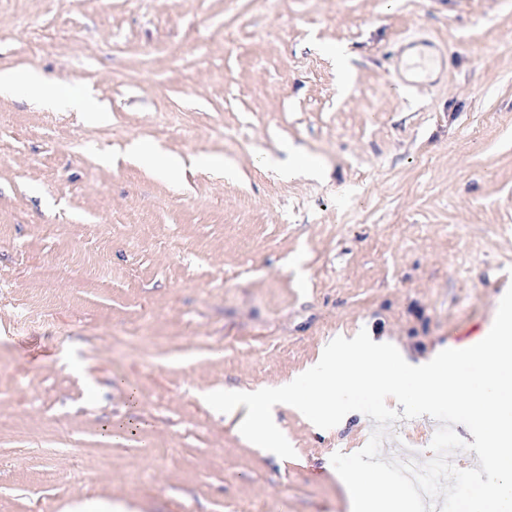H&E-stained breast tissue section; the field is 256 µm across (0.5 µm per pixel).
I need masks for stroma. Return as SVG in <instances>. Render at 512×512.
<instances>
[{"label": "stroma", "instance_id": "1", "mask_svg": "<svg viewBox=\"0 0 512 512\" xmlns=\"http://www.w3.org/2000/svg\"><path fill=\"white\" fill-rule=\"evenodd\" d=\"M30 65L111 119L0 93V512H351L330 457L373 419L277 407L283 459L201 393L363 329L479 342L512 287V0H0V71ZM291 144L327 176L267 167Z\"/></svg>", "mask_w": 512, "mask_h": 512}]
</instances>
